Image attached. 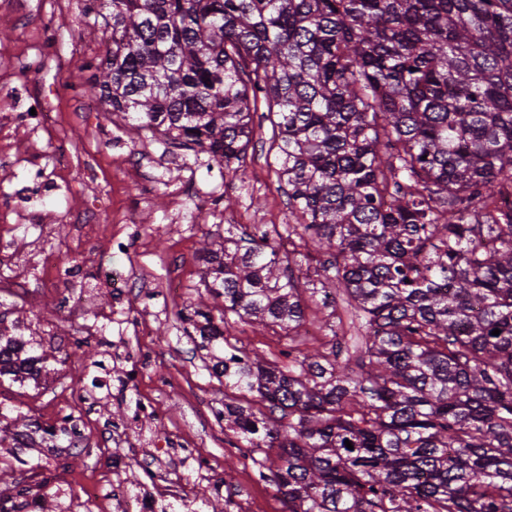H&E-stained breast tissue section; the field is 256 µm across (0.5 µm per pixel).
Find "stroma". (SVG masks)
Instances as JSON below:
<instances>
[{"label":"stroma","instance_id":"1","mask_svg":"<svg viewBox=\"0 0 512 512\" xmlns=\"http://www.w3.org/2000/svg\"><path fill=\"white\" fill-rule=\"evenodd\" d=\"M16 8L28 15L33 25L50 19L60 29L62 48L46 65L47 79L62 74L89 84L92 65L104 57L105 45L100 33L86 28L82 0H17ZM252 126L254 135L246 158L248 176L241 181L231 174L208 169L205 154L174 147L163 136L139 138L130 134L124 121L113 118L98 99L87 97L70 107L58 128L70 158L60 191L44 197L26 195L28 181L21 171L14 179L0 182V199L22 198L31 219L26 241L16 252L0 259L5 266L37 273L44 253L49 251L82 260L80 239L91 232V225L59 224L56 215L73 202L89 203L104 214L127 204L150 228L152 236L145 252L136 256L116 253L109 257V264L132 268L137 286L145 294L164 287L170 275L180 279L182 296L149 319V334L160 353L151 373L171 378L172 384L158 395L159 417L145 424L144 429L158 439L191 430L199 451L211 459L215 477L195 481L191 464L177 451L164 455L162 479L157 484L158 503L173 512H186L183 502L175 496L176 488L186 483L197 498L198 512H212L215 483L224 478V460L228 457L234 460L233 479L228 482L231 494L255 503L262 512H288L284 497L260 476L251 459L237 451L236 436L213 421L211 410L223 408L225 399L237 398L238 392L209 376L201 361L202 351L196 350L185 323L178 317L179 311L191 303L200 302L211 308L218 305L203 292L207 273L199 253L203 238L218 242L228 231L238 235L252 231L257 224L279 228L296 221L288 207L286 186L278 182L266 162L271 126L259 113L254 114ZM130 152L137 158L133 170L124 169L119 161L121 155ZM94 166L100 171L95 181L86 176L87 169ZM145 181L152 182L153 191L143 199L139 185ZM177 187L201 204L195 223H185L173 208L170 192ZM57 301L55 290L33 282L23 293H0V311L21 319L26 338L38 345L44 341L40 325L56 322L59 316ZM112 305L111 288L91 284L81 325L65 324L60 328L58 356L46 362V386L0 382V449L10 450L13 437L28 425L50 422L62 392L75 386L96 396L97 407L86 415L92 432L108 429L113 419L127 418L132 398H116L109 391L92 389L91 381L99 370L81 364L78 347L90 330L99 336H114L110 323ZM112 454V449L104 448L90 456L70 453L58 460L57 471L62 479L58 496L69 512H84L78 487L85 477L109 470Z\"/></svg>","mask_w":512,"mask_h":512}]
</instances>
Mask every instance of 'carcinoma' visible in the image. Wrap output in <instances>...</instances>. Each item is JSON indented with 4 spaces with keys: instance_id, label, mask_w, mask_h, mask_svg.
I'll return each instance as SVG.
<instances>
[{
    "instance_id": "obj_1",
    "label": "carcinoma",
    "mask_w": 512,
    "mask_h": 512,
    "mask_svg": "<svg viewBox=\"0 0 512 512\" xmlns=\"http://www.w3.org/2000/svg\"><path fill=\"white\" fill-rule=\"evenodd\" d=\"M95 2L88 92L137 135L242 178L266 108L298 223L208 251L220 325L193 316L224 343L212 375L259 398L224 403V428L288 512H512V0ZM23 347L0 319V377ZM230 339L232 337L240 338L245 344H249L251 348L258 350L265 356H270L271 352L277 351L276 337L272 336L270 329L261 326H251L243 323H231L228 332L225 335Z\"/></svg>"
}]
</instances>
